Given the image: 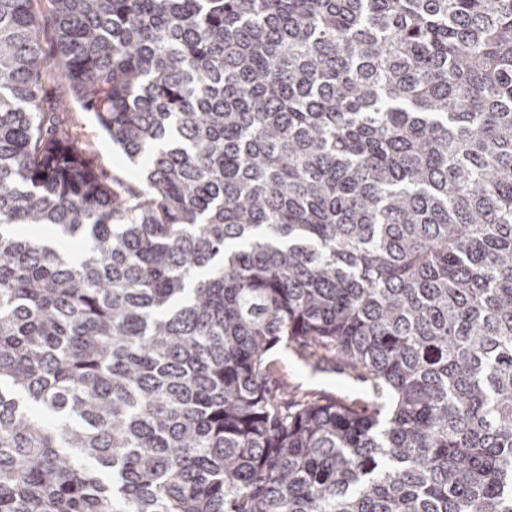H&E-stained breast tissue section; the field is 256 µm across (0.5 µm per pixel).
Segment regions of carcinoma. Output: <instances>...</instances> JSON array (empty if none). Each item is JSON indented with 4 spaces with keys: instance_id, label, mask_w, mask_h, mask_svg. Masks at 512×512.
<instances>
[{
    "instance_id": "1",
    "label": "carcinoma",
    "mask_w": 512,
    "mask_h": 512,
    "mask_svg": "<svg viewBox=\"0 0 512 512\" xmlns=\"http://www.w3.org/2000/svg\"><path fill=\"white\" fill-rule=\"evenodd\" d=\"M0 512H512V0H0ZM67 117L74 136L96 159L99 168L123 182L137 183L141 180L140 166L131 164L122 152L102 135L93 113L85 112L78 104L71 102ZM273 370L277 376L288 383V388L299 392L325 391L337 400L347 404L372 405L388 402L384 391L380 398L370 382H364L357 372L345 368L335 358L324 360L315 365L312 360L302 357L292 346L279 344L270 353Z\"/></svg>"
}]
</instances>
